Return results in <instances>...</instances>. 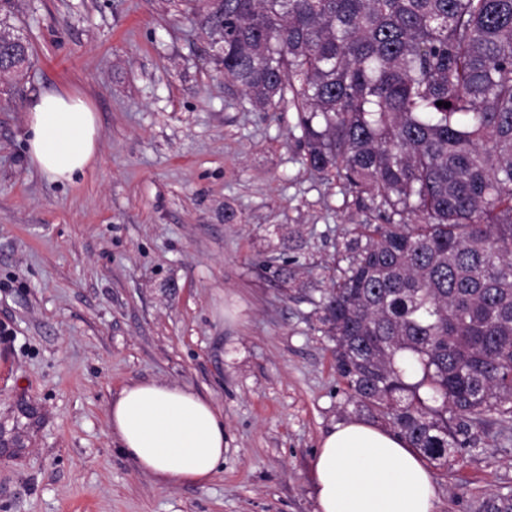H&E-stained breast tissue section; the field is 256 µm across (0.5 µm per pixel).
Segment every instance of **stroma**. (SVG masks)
Returning a JSON list of instances; mask_svg holds the SVG:
<instances>
[{"instance_id":"1","label":"stroma","mask_w":512,"mask_h":512,"mask_svg":"<svg viewBox=\"0 0 512 512\" xmlns=\"http://www.w3.org/2000/svg\"><path fill=\"white\" fill-rule=\"evenodd\" d=\"M10 21L32 55L0 86V512H315L321 438L371 419L343 411L315 307L363 219L348 187L308 169L291 103L227 90L169 0H15ZM54 89L98 117L70 185L26 151ZM141 381L223 410L211 482L162 486L118 447L110 400ZM433 474L435 512L512 493V431Z\"/></svg>"}]
</instances>
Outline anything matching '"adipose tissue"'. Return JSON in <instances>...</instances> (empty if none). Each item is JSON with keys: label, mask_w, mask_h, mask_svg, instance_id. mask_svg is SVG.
Masks as SVG:
<instances>
[{"label": "adipose tissue", "mask_w": 512, "mask_h": 512, "mask_svg": "<svg viewBox=\"0 0 512 512\" xmlns=\"http://www.w3.org/2000/svg\"><path fill=\"white\" fill-rule=\"evenodd\" d=\"M26 138L31 166L53 182H73L97 161V117L76 92H43L27 110ZM109 426L135 466L164 486L206 484L224 463L223 411L182 386L123 387L109 404ZM312 480L316 512H434L435 479L422 456L361 421L323 437Z\"/></svg>", "instance_id": "ef3b65f1"}]
</instances>
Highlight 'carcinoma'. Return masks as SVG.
Here are the masks:
<instances>
[{
	"mask_svg": "<svg viewBox=\"0 0 512 512\" xmlns=\"http://www.w3.org/2000/svg\"><path fill=\"white\" fill-rule=\"evenodd\" d=\"M185 5L243 101L293 94L307 167L365 214L316 302L346 402L438 466L511 429L512 0ZM28 59L1 16L0 85Z\"/></svg>",
	"mask_w": 512,
	"mask_h": 512,
	"instance_id": "obj_1",
	"label": "carcinoma"
}]
</instances>
